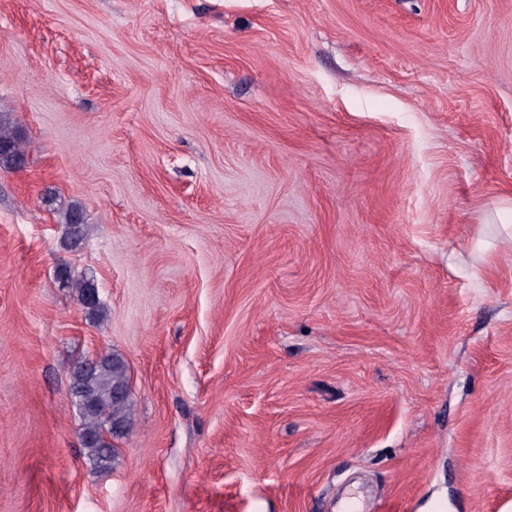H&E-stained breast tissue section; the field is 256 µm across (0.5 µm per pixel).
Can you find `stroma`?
<instances>
[{"instance_id":"obj_1","label":"stroma","mask_w":512,"mask_h":512,"mask_svg":"<svg viewBox=\"0 0 512 512\" xmlns=\"http://www.w3.org/2000/svg\"><path fill=\"white\" fill-rule=\"evenodd\" d=\"M0 116V512H512V0H0ZM0 146L11 150L10 154L0 155V168L17 169L15 162L18 158H25V144L10 123L0 118ZM64 282H66L71 288L76 289L81 304L91 317H102L103 309L101 306L99 294L95 284L92 281L84 278L74 277L72 272L69 270V274L67 275ZM92 291L97 293V297L94 301H90L88 299ZM125 361L116 355L96 359L91 368L86 362L70 373V391L82 420V446L97 467L111 465L112 439L125 433L130 423L131 394Z\"/></svg>"}]
</instances>
